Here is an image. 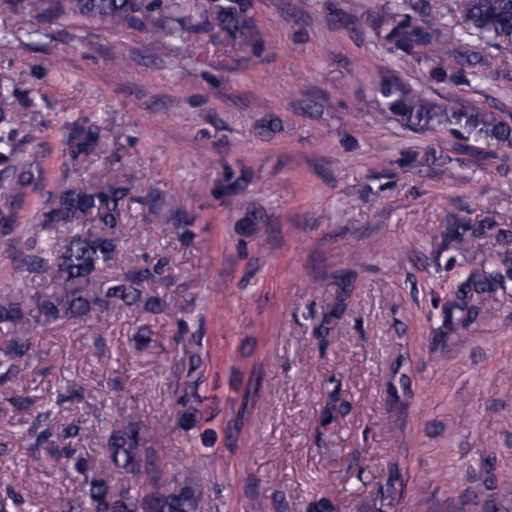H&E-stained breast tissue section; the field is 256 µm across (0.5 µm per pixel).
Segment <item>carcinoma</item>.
Wrapping results in <instances>:
<instances>
[{"mask_svg":"<svg viewBox=\"0 0 512 512\" xmlns=\"http://www.w3.org/2000/svg\"><path fill=\"white\" fill-rule=\"evenodd\" d=\"M251 0H0V17L17 28L31 19L62 22L86 19L104 31L136 30L176 54L186 53L203 31L227 34L229 48L256 49L270 56L284 50L258 41ZM368 21L386 54L399 67L417 70V84L438 85L445 92L432 99L423 90L387 71L374 84L380 107L407 130H443L464 144L512 146V117L458 101L457 91L512 76V57L498 54L512 44V0H385L382 13ZM453 40L439 53L427 48ZM30 98L17 96L0 81V240L12 249L11 283L0 288V386L15 384L28 374L35 356L32 332L38 325L75 326L106 323L123 315L141 320L170 312L168 272L172 256L129 261L125 220L130 207L145 200V188L128 172L118 154L124 132L89 119L65 120L61 146L73 177L53 191L44 190L46 170L29 157L26 145L38 128ZM224 194L237 199V232L253 235L261 220L240 179L224 176ZM39 196V219L16 235L20 211ZM158 210L170 233L183 242L195 237L193 218L175 198L160 199ZM496 210L489 208L478 223L455 215L437 228L438 250L450 253L449 267L462 259L463 270L449 286V297L435 292L431 307L439 311L435 345L453 343L496 310L512 305V289L501 285V273L490 258L472 255L477 237L501 236ZM347 292L339 290L324 303L317 334L331 335L346 309ZM180 366L172 392L185 429L198 431L206 447L217 432L202 429V398L198 393L209 355L202 337L180 328L176 338ZM56 403H79L82 388L65 374L56 382ZM316 432L332 434L337 394L327 393ZM91 417L68 423L35 414L25 436L30 448H50L64 459V473L78 482L80 493L55 506L57 512H222L218 476L194 466L180 475H166L152 448L162 435L142 424L137 401L113 398L109 405L89 407ZM104 448L90 456L85 448ZM500 448L487 442L479 469L467 475L468 487H448V512H504L512 509V473L499 466ZM399 472L392 466L358 512H393L398 501ZM20 494L0 495V512H21ZM308 512H340L328 496L313 498Z\"/></svg>","mask_w":512,"mask_h":512,"instance_id":"1","label":"carcinoma"}]
</instances>
